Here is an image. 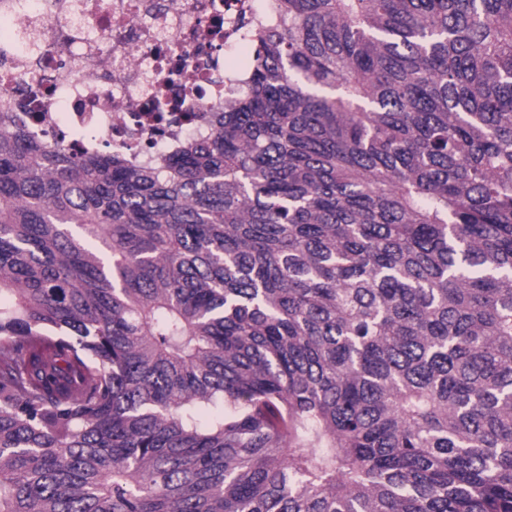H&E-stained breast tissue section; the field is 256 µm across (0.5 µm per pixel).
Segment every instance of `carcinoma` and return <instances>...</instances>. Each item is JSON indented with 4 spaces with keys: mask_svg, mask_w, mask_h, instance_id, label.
<instances>
[{
    "mask_svg": "<svg viewBox=\"0 0 512 512\" xmlns=\"http://www.w3.org/2000/svg\"><path fill=\"white\" fill-rule=\"evenodd\" d=\"M275 9L154 161L0 112V512H512V0Z\"/></svg>",
    "mask_w": 512,
    "mask_h": 512,
    "instance_id": "cac0c4a2",
    "label": "carcinoma"
}]
</instances>
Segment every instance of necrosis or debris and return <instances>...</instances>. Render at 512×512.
I'll use <instances>...</instances> for the list:
<instances>
[{
	"label": "necrosis or debris",
	"instance_id": "4bbe7bcc",
	"mask_svg": "<svg viewBox=\"0 0 512 512\" xmlns=\"http://www.w3.org/2000/svg\"><path fill=\"white\" fill-rule=\"evenodd\" d=\"M271 0H0V112L145 161L206 136L241 90Z\"/></svg>",
	"mask_w": 512,
	"mask_h": 512
}]
</instances>
